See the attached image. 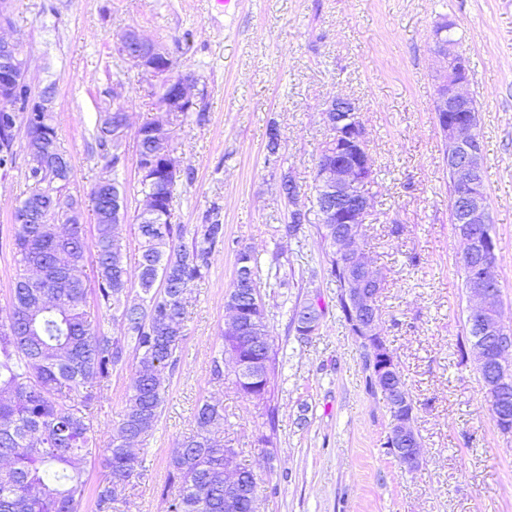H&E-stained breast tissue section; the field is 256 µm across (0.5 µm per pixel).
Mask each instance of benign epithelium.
I'll return each mask as SVG.
<instances>
[{
  "label": "benign epithelium",
  "instance_id": "1",
  "mask_svg": "<svg viewBox=\"0 0 512 512\" xmlns=\"http://www.w3.org/2000/svg\"><path fill=\"white\" fill-rule=\"evenodd\" d=\"M448 24L434 29V53L445 60L435 76L436 122L445 139L448 175L454 185L460 210L457 223L463 249L460 263L472 272L468 289L470 323L476 337L469 351L477 363L485 366L492 381L487 388L494 396L512 385V330L500 312L497 275V245L494 239L478 231L479 225L492 219L482 180V140L478 115L472 97L463 90L468 82L466 59L455 42L445 38ZM117 52L137 69L148 95L156 98L159 116L168 120L194 106L192 91L196 80L175 72V63L162 47L144 39L131 27L122 31ZM27 74L26 53L18 42L0 40V100L14 96L19 76ZM112 123V155L120 149L128 117L115 106ZM356 103L345 97L327 102L322 120L329 131L326 150L314 163L313 181L320 188L322 206L319 223L336 225V259L344 270V285L339 291L351 334L364 348L373 368V381L392 395L391 428L384 448L406 469H416L422 460L421 443L414 431V404L403 392L394 370L390 349L383 338L377 295L382 275L373 269L364 253L356 248L362 224L371 206L373 162L367 148V132L359 119ZM155 153L169 161V169L180 174L181 160L174 156L170 140L158 139ZM263 300L257 288H241L224 302V364L232 365L233 383L240 390L254 389L251 397L262 399L267 368L269 333L256 313ZM245 495V482L237 464V453L224 444V512H238Z\"/></svg>",
  "mask_w": 512,
  "mask_h": 512
}]
</instances>
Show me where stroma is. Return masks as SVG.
<instances>
[{
    "label": "stroma",
    "mask_w": 512,
    "mask_h": 512,
    "mask_svg": "<svg viewBox=\"0 0 512 512\" xmlns=\"http://www.w3.org/2000/svg\"><path fill=\"white\" fill-rule=\"evenodd\" d=\"M9 13L0 35L23 45L32 94L53 98L86 238L96 225L89 193L102 177L119 171L128 215L143 201L137 130L154 117L155 101L119 58L118 35L135 28L196 79L194 109L172 125L181 174L171 221L188 233L218 209L226 245L193 285L161 416L136 448L142 466L129 512H164L170 458L207 401L224 406V436L259 478L261 512H512V435L492 420L474 362L461 360L468 298L434 112L442 63L432 51L434 27L447 20L479 109L502 320L512 328V0H240L228 11L215 0H11ZM338 96L359 106L374 165L373 206L357 246L384 277V336L415 406L423 460L411 472L384 446L391 415L366 387L364 350L336 305L312 211L313 163L329 136L321 112ZM114 100L129 115L116 162L92 139L100 107ZM272 122L282 134L274 165ZM14 151L12 167L0 169V316L16 274L12 213L32 190L24 129ZM284 171L296 185L291 201L279 189ZM296 205L308 209V222L289 238ZM243 247L258 258L276 358L259 401L210 375ZM312 299L323 313L303 341L291 320ZM134 373L130 361L112 372L95 411L100 442L120 419Z\"/></svg>",
    "instance_id": "stroma-1"
}]
</instances>
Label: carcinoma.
<instances>
[{"label": "carcinoma", "instance_id": "cac0c4a2", "mask_svg": "<svg viewBox=\"0 0 512 512\" xmlns=\"http://www.w3.org/2000/svg\"><path fill=\"white\" fill-rule=\"evenodd\" d=\"M28 86L20 84L8 104L0 103V130L17 119L38 117L39 149L28 178L34 191L24 199L50 201L39 224H18L14 237L17 273L9 313L0 318V512H81L86 480L84 464L104 457L109 478L95 492L96 512H115L127 497L141 461L135 445L158 422L165 395V374L178 362L176 350L185 332V307L191 285L209 271L216 250L224 246V224L210 211L194 228L191 246L180 242L182 229L171 216L175 180L162 174L156 184L141 185L155 197L161 232H144L136 221L140 255L135 269L125 262V246L112 224V198L121 196L117 170L111 188L97 195L94 248L97 302L121 322L124 334L96 330L84 309L88 288L82 277L84 227L77 201L67 193L73 176L62 149L53 113L26 111ZM112 115L102 112L94 141L104 153L112 149L104 127ZM157 128L144 124L138 152L152 150ZM237 268L258 280V259L248 248L237 251ZM139 287L146 295L137 307H125L126 295ZM132 347L135 376L121 418L110 440L96 438L92 409L103 398L112 370ZM195 434L171 459L166 512H224V442L216 433L224 425V407L205 402L195 415Z\"/></svg>", "mask_w": 512, "mask_h": 512}]
</instances>
